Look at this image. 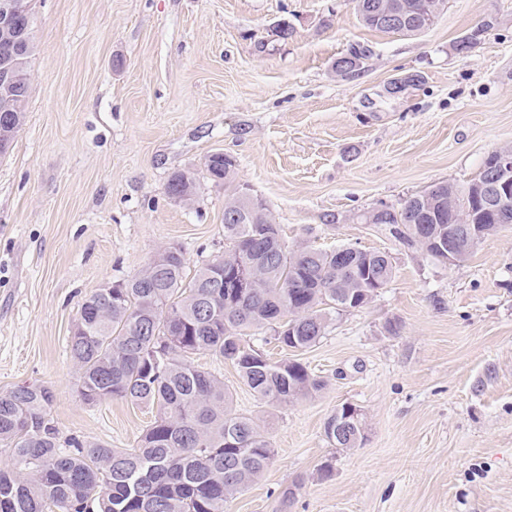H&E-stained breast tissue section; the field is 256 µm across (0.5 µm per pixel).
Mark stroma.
<instances>
[{"mask_svg":"<svg viewBox=\"0 0 512 512\" xmlns=\"http://www.w3.org/2000/svg\"><path fill=\"white\" fill-rule=\"evenodd\" d=\"M31 8L26 119L0 155V393L47 385L62 436L136 446L155 408L84 402L71 329L86 295L138 274L160 247H180L191 270L223 254L224 188L204 167L220 150L289 245L380 250L395 270L300 352L323 383L309 397L267 405L230 363L195 355L274 450L226 512H512V226L448 265L359 219L469 182L512 146V0H447L412 36L363 27L351 0ZM469 34L474 47L458 53ZM357 45L372 55L336 76ZM412 74L418 83L388 93ZM182 169L199 181L189 205L165 192ZM346 403L365 438L337 448L324 424Z\"/></svg>","mask_w":512,"mask_h":512,"instance_id":"obj_1","label":"stroma"}]
</instances>
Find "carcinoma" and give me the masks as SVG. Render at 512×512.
<instances>
[{
    "label": "carcinoma",
    "mask_w": 512,
    "mask_h": 512,
    "mask_svg": "<svg viewBox=\"0 0 512 512\" xmlns=\"http://www.w3.org/2000/svg\"><path fill=\"white\" fill-rule=\"evenodd\" d=\"M360 22L391 35H416L439 15L446 0H352ZM397 3L407 22L381 25L375 11ZM31 45L20 62L24 79L0 97V132L25 121ZM210 180L224 185V254L190 273L181 249L164 248L150 272L99 288L80 304L83 328L71 337L82 400L118 398L157 406V415L134 448H111L61 436L50 406L51 389L18 385L0 394V512H224L225 504L256 482L274 450L250 417L234 412L224 383L193 361L201 351L230 362L262 401L307 397L322 382L295 359L273 361L250 343V332L268 329L279 347L300 352L325 334L330 316L353 307L367 287L362 268L372 264L384 285L394 277L382 251L355 250L339 263L336 250L282 239L266 205L238 180L237 160L222 151L207 156ZM464 184L439 183L392 209L390 233L431 258L447 255L424 225L485 219ZM194 172H173L166 193L190 202ZM249 261L239 288H212L217 272L229 275ZM296 287H289V282Z\"/></svg>",
    "instance_id": "carcinoma-1"
}]
</instances>
